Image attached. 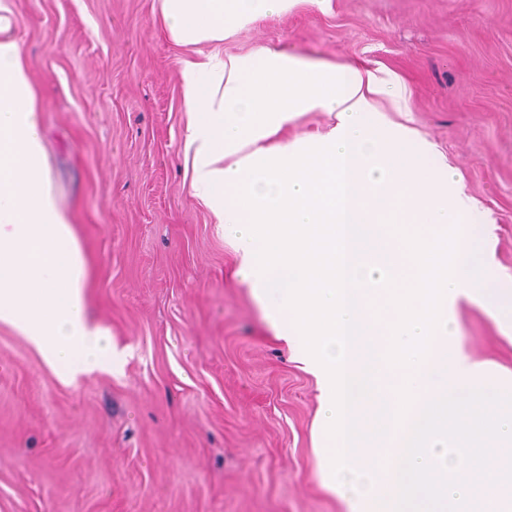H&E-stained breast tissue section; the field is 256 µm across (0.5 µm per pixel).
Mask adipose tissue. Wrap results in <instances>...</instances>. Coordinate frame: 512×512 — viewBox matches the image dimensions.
<instances>
[{"label": "adipose tissue", "mask_w": 512, "mask_h": 512, "mask_svg": "<svg viewBox=\"0 0 512 512\" xmlns=\"http://www.w3.org/2000/svg\"><path fill=\"white\" fill-rule=\"evenodd\" d=\"M297 0H159L189 47ZM0 14V323L65 384L112 367L87 312L88 268L52 188L35 93ZM192 180L236 238L237 273L326 394L323 446L373 512H512V376L467 361L465 298L512 330V282L442 156L379 99L391 73L261 47L187 62ZM329 129L288 137L301 115ZM494 480H487V469Z\"/></svg>", "instance_id": "1"}]
</instances>
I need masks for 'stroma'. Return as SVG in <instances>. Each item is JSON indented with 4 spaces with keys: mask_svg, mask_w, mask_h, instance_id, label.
Wrapping results in <instances>:
<instances>
[{
    "mask_svg": "<svg viewBox=\"0 0 512 512\" xmlns=\"http://www.w3.org/2000/svg\"><path fill=\"white\" fill-rule=\"evenodd\" d=\"M33 85L53 190L88 261L89 315L118 367L61 383L0 323V512H367L313 445L323 397L235 275L185 163L181 72L260 46L397 74L404 122L489 219L512 280V0H298L195 47L158 0H0ZM457 350L512 372L478 305Z\"/></svg>",
    "mask_w": 512,
    "mask_h": 512,
    "instance_id": "1",
    "label": "stroma"
}]
</instances>
